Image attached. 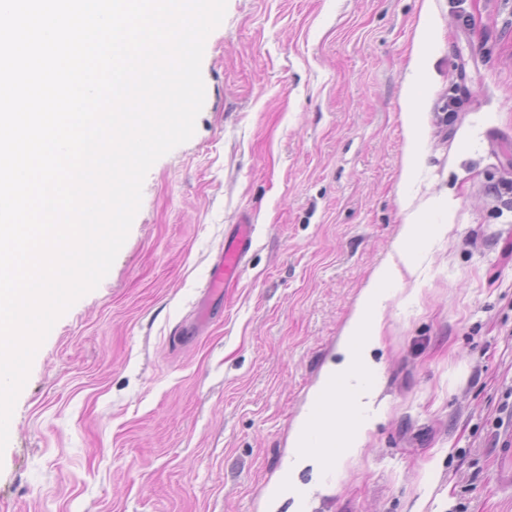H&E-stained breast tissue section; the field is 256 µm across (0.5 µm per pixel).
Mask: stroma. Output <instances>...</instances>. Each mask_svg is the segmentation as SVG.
Masks as SVG:
<instances>
[{"label": "stroma", "mask_w": 512, "mask_h": 512, "mask_svg": "<svg viewBox=\"0 0 512 512\" xmlns=\"http://www.w3.org/2000/svg\"><path fill=\"white\" fill-rule=\"evenodd\" d=\"M433 32L421 160L400 183L401 98ZM190 140L147 173L110 271L35 354L0 454V512H291L288 439L402 199L428 230L372 356L377 421L306 512H512V0H227ZM235 288L193 318L235 225ZM497 470L495 482L499 490L507 492L512 497V433H504L498 448H495Z\"/></svg>", "instance_id": "35a3bbf8"}]
</instances>
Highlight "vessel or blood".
Returning <instances> with one entry per match:
<instances>
[{"label": "vessel or blood", "instance_id": "1", "mask_svg": "<svg viewBox=\"0 0 512 512\" xmlns=\"http://www.w3.org/2000/svg\"><path fill=\"white\" fill-rule=\"evenodd\" d=\"M252 240V225H236L231 237L225 243L219 259L210 270L204 286L207 299L214 295L224 294L239 280L246 256L252 246ZM207 299L201 302L197 309L198 321H207L211 316ZM495 453L497 457L496 485L499 490L512 494V433L503 435Z\"/></svg>", "mask_w": 512, "mask_h": 512}]
</instances>
